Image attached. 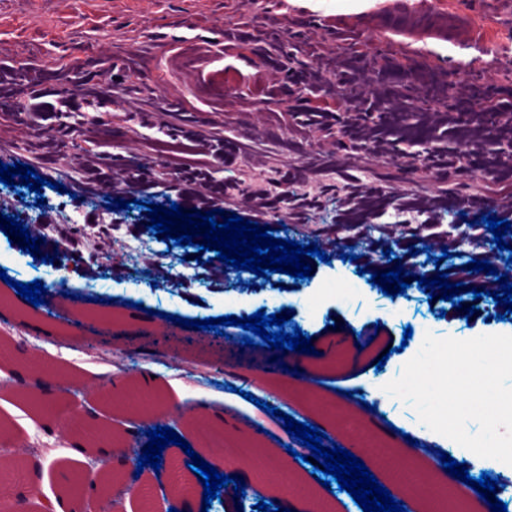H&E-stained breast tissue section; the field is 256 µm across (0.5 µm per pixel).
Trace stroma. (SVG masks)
<instances>
[{
	"mask_svg": "<svg viewBox=\"0 0 512 512\" xmlns=\"http://www.w3.org/2000/svg\"><path fill=\"white\" fill-rule=\"evenodd\" d=\"M427 7L421 17L395 12L390 0H0V99L26 111L22 122L0 111V163L31 166L49 199L26 211L0 190V215L42 225L47 254L61 239L79 241L45 263L22 251V238L0 232L7 274L0 291L43 270L52 304L89 298L87 283L98 281L99 298L153 311L139 334H86L73 325L63 339L0 316V346L48 366L57 406L43 416L28 399L36 375L20 361L0 362V448L18 436L53 442L39 495L27 490L33 459L24 455L0 480V502L42 512L62 496L58 473L71 464V440L57 432L74 412L119 441L167 426L189 444L167 445L156 469L109 458L108 479L84 497L86 512H98L118 486L130 493L127 512H166L172 501L180 512H256L260 502L295 512L296 493L258 488L254 471L239 462L231 471L244 477L246 496L235 500L227 487L203 508L204 487L188 457L203 445L184 409L201 405L249 423L264 401L297 421L308 417L249 376L231 384L214 367L186 373L195 355L163 338L171 330L198 339L177 327L179 317L291 308V325L316 342L351 332L406 340L382 370L352 386L375 381L369 399L412 429L420 424L415 409L383 387L401 375L425 334H512V313L501 314L491 297L498 275L512 280V263L485 223L492 215L512 222V51L502 49L512 44V0H427ZM477 44L486 55L473 57ZM219 70L230 81L220 98L204 91ZM117 197L136 205L109 210ZM168 197L186 213L221 209L261 226L282 217L278 238L317 244L326 257L312 259L305 279L226 275L215 251L174 248L150 229L146 203ZM142 243L174 250L178 284L158 288L155 274L129 271L128 249ZM432 247L447 249L448 258L429 261ZM474 259L495 269L476 284L468 269ZM397 263L428 278L445 272L483 296L459 293L457 309L413 285L392 298L364 274ZM114 360L123 383L152 377L158 407L151 419L99 399ZM292 442L286 434L260 440L267 469L291 468L333 512H362L347 491L320 486L312 465L286 460L282 449Z\"/></svg>",
	"mask_w": 512,
	"mask_h": 512,
	"instance_id": "35a3bbf8",
	"label": "stroma"
}]
</instances>
